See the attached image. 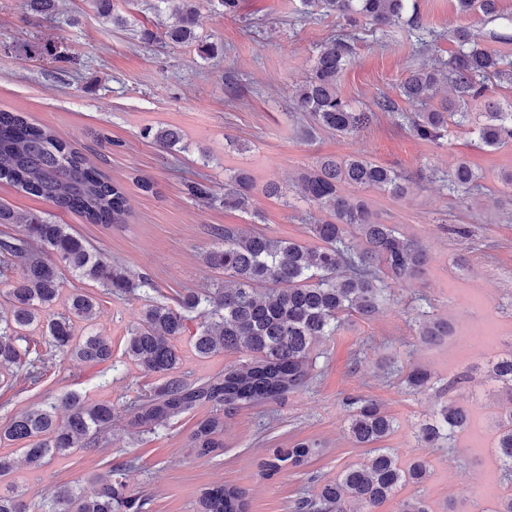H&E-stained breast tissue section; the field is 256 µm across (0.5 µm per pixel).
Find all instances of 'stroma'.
<instances>
[{"label": "stroma", "instance_id": "stroma-1", "mask_svg": "<svg viewBox=\"0 0 512 512\" xmlns=\"http://www.w3.org/2000/svg\"><path fill=\"white\" fill-rule=\"evenodd\" d=\"M410 3L421 24L439 34V57L455 50L454 29L470 26L512 60V39L503 40L501 21L460 14L456 0ZM23 5V0H0V108L52 127L93 159L102 154L99 136L112 139L103 168L126 186L131 215L128 223L112 227L90 224L4 184L0 202L18 211L54 214L112 264L146 276L153 290L146 299H117L92 281L65 275L55 311H63L74 291L95 294L94 319H74L73 332L109 337L112 363L91 366L55 355L45 342L44 323L25 328L46 375L33 387L0 386V423L33 406L60 404L73 393L108 401L116 412L112 461L130 462L127 490L148 496L150 512H197L202 491L214 485L243 489L248 512H291L303 493H316L343 469L367 459L366 449L347 435L344 405L346 398L361 397L376 401L395 419L397 429L384 445L394 449L400 463L418 459L427 467L426 480L406 486L401 497H422L438 512L448 504L457 512H498L512 497V482L503 481L495 453L500 409L486 370L490 360L512 349V199L498 181L501 173L512 171V146L493 149L457 129L441 141H423L384 114L356 136L319 131L305 137L306 122L295 112L291 92L309 76L315 49L339 26L333 16L303 15L300 0H239L232 17L219 0H201L197 33L217 45L211 59L202 58L194 45L143 41V30L156 29L161 19L158 0H112L120 18L116 25L104 23L92 0H59L56 19L38 26L26 23ZM45 42L54 45L53 55L31 53V46ZM423 61L407 23L360 30L340 93L355 107L371 106L379 94L397 95L400 82ZM147 125L180 128L181 149L170 153L144 139L141 130ZM350 155L419 176L405 197L377 190L366 197L381 222L397 225L428 249L425 273L392 284L389 306L373 319L349 317L335 336L317 344L303 387L281 401L243 407L225 418L224 446L216 455L198 456L191 444L197 422L211 413L206 406L153 432L130 433L126 405L156 381L125 351L128 331L146 300L170 304L185 290L218 279L205 260L217 226L234 224L315 245L310 209L266 197L262 188L270 182L288 186L321 158ZM461 159L485 178L478 198L452 196L441 182ZM229 169L248 171L255 179L250 213L206 205L187 194L186 182L201 176L223 192ZM138 176L154 181V192L141 191L134 182ZM458 225L467 235L452 234ZM460 256L467 258L466 267L456 266ZM426 313L448 318L453 333L438 344H422L417 332ZM199 323L190 316L179 341V371L190 381L219 375L243 360L229 351L196 357L190 336ZM414 364L432 370L433 389L420 394L405 387L403 375ZM462 374L470 375V382L449 388V381ZM451 401L470 407L468 429L450 448L418 441L419 424ZM308 439L322 444L321 455L266 475L263 464L274 449ZM0 455L17 461L13 479L29 512H37L64 483L91 493L95 475L103 470L102 454L79 450L38 469L23 464L18 445L0 443Z\"/></svg>", "mask_w": 512, "mask_h": 512}]
</instances>
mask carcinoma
I'll return each mask as SVG.
<instances>
[{"mask_svg": "<svg viewBox=\"0 0 512 512\" xmlns=\"http://www.w3.org/2000/svg\"><path fill=\"white\" fill-rule=\"evenodd\" d=\"M58 0H25V20L38 25L54 17ZM198 0H179L176 20L164 26L162 36L173 44L196 41ZM307 14L334 15L345 33L329 39L315 51L310 75L292 91L294 109L322 128L341 135H357L384 113L397 125L424 141L436 142L453 126L478 135L488 147L512 144V104L489 100L495 80L512 82V61L498 54L484 35L470 28L453 31L456 50L431 68L413 70L399 84L398 97L382 93L373 106L355 109L339 94V80L351 62V41L362 23L387 27L404 20L407 0H300ZM462 13H481L496 20V0H456ZM416 49L434 51L440 35L423 28L415 17L407 19ZM451 89L435 100L439 83ZM484 102L485 111L471 107ZM143 135L165 151L182 143L174 127H147ZM480 176L463 159L447 179L449 193L470 198L481 193ZM0 181L76 214L90 224H126L130 217L124 187L91 162L73 143L50 127L30 121L20 112L0 109ZM413 176L360 156L317 161L298 176L299 199L329 218L311 225L320 245L273 239L245 232L234 224L212 229L216 240L207 263L224 271V279L210 287L179 296L177 306L153 302L144 307L140 321L126 336L125 352L145 374L160 383L138 394L129 405V426L150 432L171 419L202 406L212 414L199 421L191 435L198 455L208 456L223 447L224 416L245 405L278 402L302 387L312 366L313 347L335 335L347 316H376L388 300L387 280L418 278L430 262L428 252L393 224L374 218L368 203L343 191L366 188L395 197L406 195ZM187 193L207 204L218 202L226 210L248 212L252 207L253 176L234 171L224 180V195L217 196L206 180L186 183ZM97 283L117 298L137 295L149 286L145 276L114 265L91 252L68 224L52 216L16 211L0 204V283L9 285L11 317L0 322V368L22 370L19 379L38 384L40 357L18 330L40 320L60 294L62 270ZM96 297L71 294L66 312L47 320L46 336L52 349L83 362L112 360V342L106 336L75 338L72 317L92 318ZM201 318L192 346L200 357L236 351L247 360L224 368V374L188 382L178 372L181 353L176 342L186 331L187 313ZM451 331L448 319L431 318L420 325L418 336L436 344ZM489 377L498 383L508 406L496 421V455L503 478H512V349L492 360ZM433 376L414 366L403 383L415 392L430 388ZM348 436L370 449L363 466L345 469L336 481L322 485L314 495H303L293 512H379L398 489L419 484L426 466L413 462L400 466L390 448H380L395 429L393 418L376 402L348 398ZM67 414L59 419L55 406L24 410L0 425V440L23 443L28 466L39 468L53 457L73 452L103 451L102 439L112 428L114 413L108 401H89L79 395L65 398ZM470 412L451 402L435 420L419 427L417 438L433 446L453 443L470 423ZM321 453V443L305 440L274 453L265 462L268 474L281 463L301 466ZM15 461L0 456V512H26L16 486L10 481ZM126 464L107 462L96 477L95 489L85 495L64 484L40 512H148L150 498L127 492ZM198 512H246L243 494L224 485L205 489ZM396 512H434L423 498L405 499Z\"/></svg>", "mask_w": 512, "mask_h": 512, "instance_id": "carcinoma-1", "label": "carcinoma"}]
</instances>
